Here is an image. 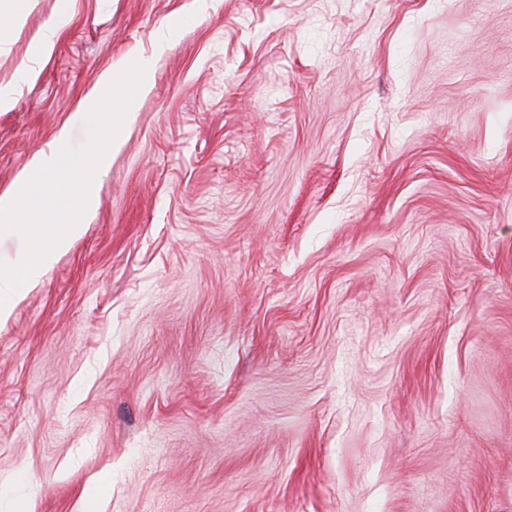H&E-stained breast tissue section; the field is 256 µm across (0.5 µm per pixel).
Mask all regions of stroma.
<instances>
[{
	"instance_id": "obj_1",
	"label": "stroma",
	"mask_w": 512,
	"mask_h": 512,
	"mask_svg": "<svg viewBox=\"0 0 512 512\" xmlns=\"http://www.w3.org/2000/svg\"><path fill=\"white\" fill-rule=\"evenodd\" d=\"M17 10L0 192L152 77L0 321V512H512V0ZM60 27L61 22L59 20L47 25L40 38L32 45L26 61L22 64L19 81L9 88L0 87L1 112L14 106L19 83L32 81L38 77L44 62L53 54Z\"/></svg>"
}]
</instances>
